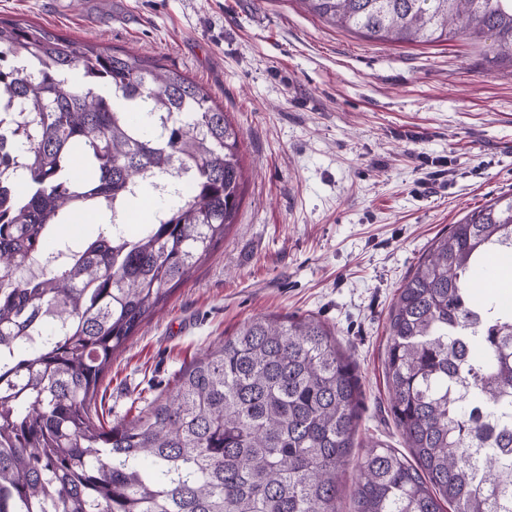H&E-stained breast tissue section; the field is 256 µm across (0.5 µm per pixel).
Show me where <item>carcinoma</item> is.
Listing matches in <instances>:
<instances>
[{
    "instance_id": "carcinoma-1",
    "label": "carcinoma",
    "mask_w": 512,
    "mask_h": 512,
    "mask_svg": "<svg viewBox=\"0 0 512 512\" xmlns=\"http://www.w3.org/2000/svg\"><path fill=\"white\" fill-rule=\"evenodd\" d=\"M302 2L371 40L488 35L512 62V0ZM2 114L0 512H336L359 385L314 316L250 318L133 418L98 410L114 354L236 224L224 107L160 58L1 19ZM104 212L76 243L54 233ZM495 255L512 256V197L451 225L399 288L385 374L412 458L371 443L352 512H512V308L470 287Z\"/></svg>"
}]
</instances>
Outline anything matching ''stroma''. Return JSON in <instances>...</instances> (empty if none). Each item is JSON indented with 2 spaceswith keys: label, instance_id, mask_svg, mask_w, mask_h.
Masks as SVG:
<instances>
[{
  "label": "stroma",
  "instance_id": "stroma-1",
  "mask_svg": "<svg viewBox=\"0 0 512 512\" xmlns=\"http://www.w3.org/2000/svg\"><path fill=\"white\" fill-rule=\"evenodd\" d=\"M0 18L163 58L244 133L237 222L113 357L99 391L110 420L248 319L312 315L358 376L346 487L369 442L402 448L387 316L436 237L512 195V63L461 34L372 41L301 0H0Z\"/></svg>",
  "mask_w": 512,
  "mask_h": 512
}]
</instances>
